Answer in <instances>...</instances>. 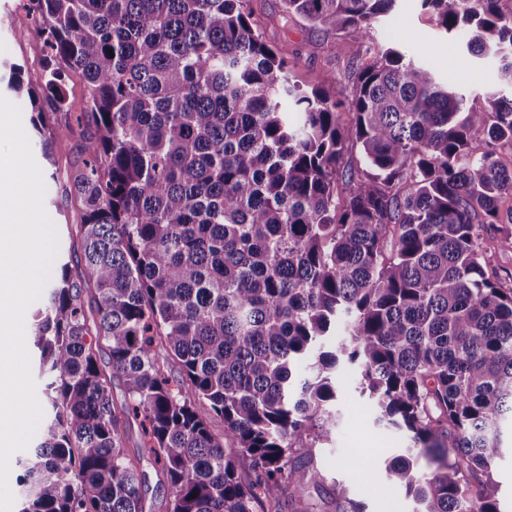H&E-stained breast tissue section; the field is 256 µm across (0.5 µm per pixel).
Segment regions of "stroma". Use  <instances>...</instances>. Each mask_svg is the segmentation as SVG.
I'll list each match as a JSON object with an SVG mask.
<instances>
[{"mask_svg":"<svg viewBox=\"0 0 512 512\" xmlns=\"http://www.w3.org/2000/svg\"><path fill=\"white\" fill-rule=\"evenodd\" d=\"M259 23L266 42L284 50L294 81L304 89L327 87L336 75L337 98L350 95L352 86L343 76L359 55L360 43L344 32H324L300 17H285L282 0H245ZM373 39L382 46L393 45L405 55L426 57L436 63L440 77H451L465 95L466 108L485 109L486 91L501 87L512 96V88L501 86L494 59H473L462 50H450L442 36L435 12L422 8L421 0H399L395 10L375 25ZM46 55L43 40L23 0H0V95H7L12 66H20L31 86L42 82ZM32 152L46 178L45 208L57 232L59 249L69 248L72 225L81 221V205L66 191V170L80 158L76 144L56 148L46 160L38 138L30 140ZM332 409L336 428L329 442L317 451V466L323 476L321 488H310L306 499L310 512H330L328 494L333 488L363 506L365 512H416V506L398 484L388 481L386 466L398 455L411 453L416 469L424 474L436 466L413 448L409 435L379 421L358 386L354 367L342 366L336 374V399Z\"/></svg>","mask_w":512,"mask_h":512,"instance_id":"1","label":"stroma"}]
</instances>
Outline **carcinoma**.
Returning <instances> with one entry per match:
<instances>
[{"mask_svg":"<svg viewBox=\"0 0 512 512\" xmlns=\"http://www.w3.org/2000/svg\"><path fill=\"white\" fill-rule=\"evenodd\" d=\"M244 2L27 0L44 80L8 89L46 151L75 139L85 158L68 175L79 249L54 262L27 328L47 414L43 441L11 461L20 512H146L145 458L172 488L164 512H306L341 363L437 463L387 467L419 512H501L512 272L491 258L512 251V166L496 151L512 144V97L465 112L375 44L396 0H284L362 46L348 100L303 90ZM500 2L422 5L512 84ZM73 73L88 108L60 125Z\"/></svg>","mask_w":512,"mask_h":512,"instance_id":"obj_1","label":"carcinoma"}]
</instances>
